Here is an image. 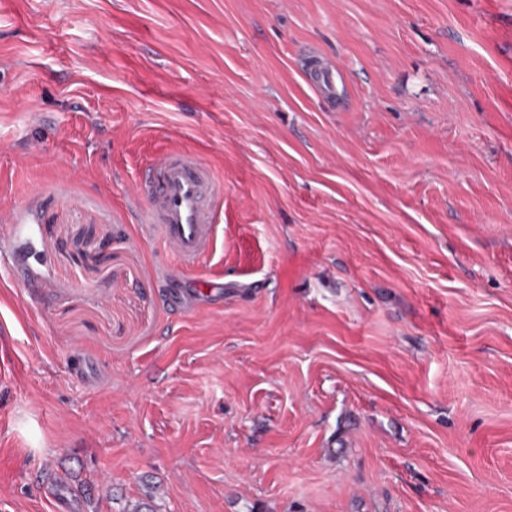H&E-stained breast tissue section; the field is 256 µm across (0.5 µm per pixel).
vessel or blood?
Here are the masks:
<instances>
[{
	"label": "vessel or blood",
	"mask_w": 512,
	"mask_h": 512,
	"mask_svg": "<svg viewBox=\"0 0 512 512\" xmlns=\"http://www.w3.org/2000/svg\"><path fill=\"white\" fill-rule=\"evenodd\" d=\"M137 193L147 200L143 221L155 225L183 268L196 266L213 244L223 194L211 168L196 154L170 152L151 165Z\"/></svg>",
	"instance_id": "1"
}]
</instances>
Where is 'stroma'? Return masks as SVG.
<instances>
[{"label":"stroma","instance_id":"35a3bbf8","mask_svg":"<svg viewBox=\"0 0 512 512\" xmlns=\"http://www.w3.org/2000/svg\"><path fill=\"white\" fill-rule=\"evenodd\" d=\"M0 211V512H512V0H0ZM137 195L147 200L144 224H153L185 268L195 267L211 250L213 224L222 206L221 185L196 154L170 152L151 165Z\"/></svg>","mask_w":512,"mask_h":512}]
</instances>
